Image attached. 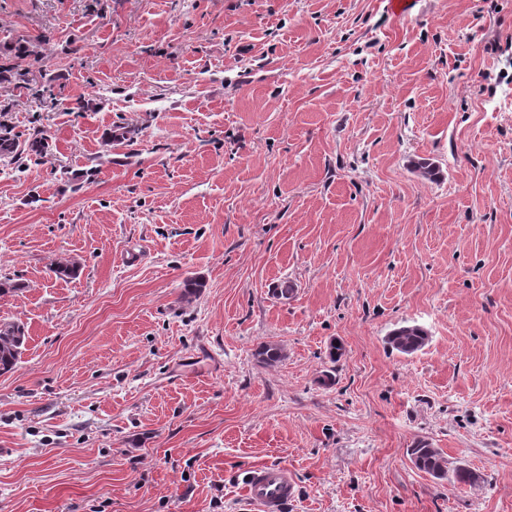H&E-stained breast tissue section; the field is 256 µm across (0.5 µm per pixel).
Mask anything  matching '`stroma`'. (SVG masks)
Here are the masks:
<instances>
[{
    "instance_id": "35a3bbf8",
    "label": "stroma",
    "mask_w": 512,
    "mask_h": 512,
    "mask_svg": "<svg viewBox=\"0 0 512 512\" xmlns=\"http://www.w3.org/2000/svg\"><path fill=\"white\" fill-rule=\"evenodd\" d=\"M414 2L0 0V512H512V0ZM48 138V135L41 131L20 140V136L14 132L11 125L0 124V161L4 160L9 164L19 163L21 160L34 161L35 164L49 162L52 158ZM26 340L24 325L4 323L0 326V372L10 371L16 366ZM427 336V332L418 325L402 326L390 333L388 344L391 349L410 355L426 345ZM408 455L414 466L427 474L436 478H445L457 484L474 483L476 477L472 471L464 467L452 469V475L449 477L450 469H447V460L439 448H434L427 441H417L412 448H408ZM246 497L258 512H280L294 494L288 469L280 466H257L244 477Z\"/></svg>"
}]
</instances>
